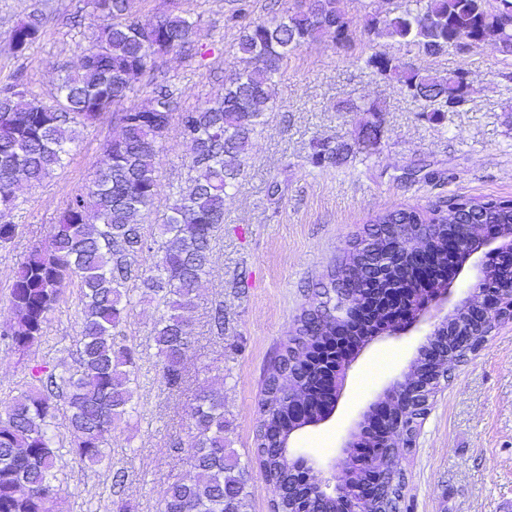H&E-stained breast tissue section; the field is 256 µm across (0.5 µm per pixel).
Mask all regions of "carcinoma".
<instances>
[{"label": "carcinoma", "instance_id": "cac0c4a2", "mask_svg": "<svg viewBox=\"0 0 512 512\" xmlns=\"http://www.w3.org/2000/svg\"><path fill=\"white\" fill-rule=\"evenodd\" d=\"M91 4L99 20L93 44L82 52L77 69L61 70L51 102L33 96L20 79L0 86V247L17 231L11 216L18 207L19 183L38 184L60 168L78 127L97 122L109 111L120 125V134L103 146L95 178L71 198L47 238L32 247L13 276L9 304L14 321L0 332L6 350L23 355L38 343L71 285L79 290L82 318L74 369L58 373L44 364L29 366L28 389L0 416V512H53L63 491L49 435L58 401L69 410V453L89 464L106 457L112 426L132 412L136 364L131 348L117 340L129 285L162 306L153 336L161 379L170 388L182 384L184 355L191 343L188 314L211 269L224 204L243 175L247 146L275 103V78L288 56L308 44L331 41L344 46L351 41L340 0H316L305 9L288 7L270 18L249 19L243 11L233 15L238 49L249 66L224 83L222 96L179 113L181 134L192 147L191 175L169 206L160 239L149 241L136 216L159 193L155 159L181 91L168 82H149L141 104L125 108L123 103L140 92L136 83L152 70L157 57L182 53L193 43L198 21L176 6L142 18L130 13L129 0ZM42 26V18L35 15L19 22L11 31L12 49H28ZM371 30L428 57L457 53L471 44L512 56V0H406ZM365 65L396 80L422 104V114L430 120L447 121L448 113L469 97L455 69L432 73L377 52ZM338 111L372 115L354 145H343V151L376 146L381 107L345 102ZM310 162L336 165V147L328 140L313 143ZM458 224H495L505 230L512 226V206L459 197L445 209L408 206L378 215L328 280L312 292L263 380L253 456L263 481L278 491L276 512H336V504L301 478L283 443L299 419L329 409L332 392L324 390L322 375L331 362L328 345L336 333L329 327L336 323L338 305L349 297L357 304L344 326L360 339L355 326L363 306L382 300L390 289L423 283L412 255L402 257L385 276L372 277L371 263L390 249L392 238H440ZM145 251L155 252V260L144 269L137 257ZM454 331L451 338L439 331L437 351L450 347L463 358L460 338L468 332L467 322L459 319ZM438 367L437 355L422 360L417 368L422 391L413 398L402 391L394 396L398 402L413 401L408 412L393 417L397 425L417 428L428 410V394L439 382ZM290 378L299 402L286 389ZM224 429V399L202 392L191 412L188 441L179 447L194 477L168 487L161 512H247L251 476L227 448ZM372 447L396 458L410 450L406 441L387 448L380 436L374 437ZM346 469L357 512H400L399 489L405 483L400 469L374 471L368 457L359 454L347 461Z\"/></svg>", "mask_w": 512, "mask_h": 512}]
</instances>
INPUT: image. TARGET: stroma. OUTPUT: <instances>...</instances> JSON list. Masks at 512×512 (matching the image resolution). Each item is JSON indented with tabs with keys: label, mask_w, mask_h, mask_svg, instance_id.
<instances>
[{
	"label": "stroma",
	"mask_w": 512,
	"mask_h": 512,
	"mask_svg": "<svg viewBox=\"0 0 512 512\" xmlns=\"http://www.w3.org/2000/svg\"><path fill=\"white\" fill-rule=\"evenodd\" d=\"M398 2L341 0L353 31L348 47L307 45L278 77L274 109L247 149L244 173L224 209L211 271L198 290L181 388L169 389L160 377L152 339L159 305L130 289L122 332L136 355L135 412L113 428L109 457L91 465L70 454L68 410L59 405L53 434L63 493L54 512H110L117 493L133 512H159L168 486L194 476L176 446L186 441L191 408L208 387L223 397L225 436L240 465L248 466L264 375L308 304L307 286L326 277L370 221L389 210L425 209L458 195L512 200V58L477 44L428 58L369 33L371 21L383 19ZM130 4L142 17L175 5L200 20L196 56L156 60L158 78L181 90V107L223 93L225 82L244 70L238 32L229 20L239 0ZM33 14L43 19L41 34L25 52H14L11 30ZM96 24L91 0H0V85L20 76L39 99L49 100L61 66L78 64ZM374 51L434 72L466 67L467 102L449 113L447 122H428L396 82L364 68L363 57ZM342 100L380 103L378 144L341 165L315 167L312 141H353L366 119L361 112L337 111ZM118 133L111 114H104L80 129L70 155L51 177L19 189L21 205L13 216L18 231L0 248V329L13 318L8 297L17 267L93 179L104 143ZM191 153L178 124H170L156 158L160 194L137 217L147 235L165 219L173 192L187 177ZM236 278L244 285L235 294L230 283ZM219 304L226 316L220 336L209 324ZM80 326L79 293L71 288L42 341L28 353L20 356L0 346V412L27 389L29 365L73 366ZM431 328L426 321L403 335L362 342L340 375L333 416L295 433L292 453L316 460L323 478H331L327 464L339 457L359 413L407 370ZM401 467L402 512H512V326L501 328L453 370ZM118 475L124 478L119 486Z\"/></svg>",
	"instance_id": "35a3bbf8"
}]
</instances>
